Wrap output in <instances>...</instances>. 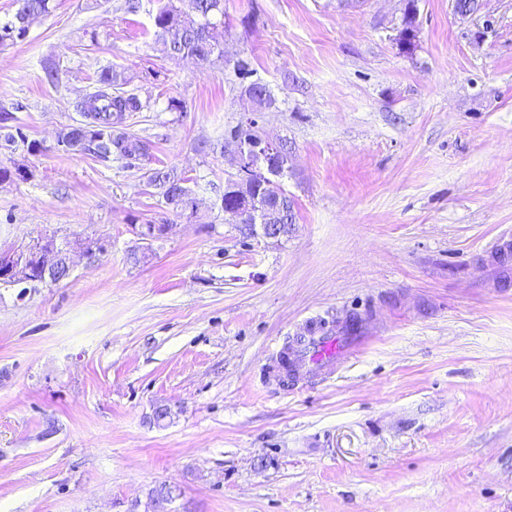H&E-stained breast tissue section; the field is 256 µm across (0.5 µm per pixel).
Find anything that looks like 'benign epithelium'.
I'll use <instances>...</instances> for the list:
<instances>
[{"label":"benign epithelium","mask_w":512,"mask_h":512,"mask_svg":"<svg viewBox=\"0 0 512 512\" xmlns=\"http://www.w3.org/2000/svg\"><path fill=\"white\" fill-rule=\"evenodd\" d=\"M101 245L103 242L99 239L83 237H65L58 244L50 238L38 239L24 246L1 249L5 265L0 267V272L14 284L22 285L24 294L35 293L69 279L74 271V256L78 254L90 261L96 247ZM34 267L41 272L40 276H32Z\"/></svg>","instance_id":"1"}]
</instances>
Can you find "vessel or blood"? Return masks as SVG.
Wrapping results in <instances>:
<instances>
[{"instance_id":"b4317fda","label":"vessel or blood","mask_w":512,"mask_h":512,"mask_svg":"<svg viewBox=\"0 0 512 512\" xmlns=\"http://www.w3.org/2000/svg\"><path fill=\"white\" fill-rule=\"evenodd\" d=\"M365 336L359 325L318 321L307 326L293 344L283 345L266 369L271 382L296 385L305 381H331L340 367L361 346Z\"/></svg>"}]
</instances>
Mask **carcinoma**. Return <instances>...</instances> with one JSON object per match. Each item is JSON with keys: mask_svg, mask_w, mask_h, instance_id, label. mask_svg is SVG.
Returning <instances> with one entry per match:
<instances>
[{"mask_svg": "<svg viewBox=\"0 0 512 512\" xmlns=\"http://www.w3.org/2000/svg\"><path fill=\"white\" fill-rule=\"evenodd\" d=\"M187 7L174 4L173 0L161 8L153 19L154 36L161 41L172 59L194 57L205 64L213 57H224V0H186ZM417 0H406L397 43L400 50L409 53L415 48L417 36ZM18 8L11 20L0 25V30L11 28L12 35H0V48L6 47L26 36L22 28L28 18L48 16L53 9L52 0H16ZM129 84L125 72L112 66L102 68L96 75L94 92L79 104L81 115L91 119L90 124L62 126L57 132V146L70 155L92 157L107 161L114 157L129 160L137 154H146L154 149L153 143L130 131L127 120L136 112L149 108L148 102L134 92L124 89ZM246 95L254 98L258 107L266 109L272 97L266 84L257 82L244 86ZM15 120L13 113L0 106V130L6 129V142L22 147L29 155H40L46 151L43 143L29 138L19 126L9 122ZM282 161L274 166L263 154L252 156L256 179L248 183L230 180L224 186L222 201L236 204L247 200L251 213L239 232L245 238L255 237L258 224L295 223L294 201L277 178L283 176L288 164V144L280 142ZM149 184L159 190L162 203L181 216L193 206L190 190L185 179L172 170L161 166L152 168L148 174Z\"/></svg>", "mask_w": 512, "mask_h": 512, "instance_id": "cac0c4a2", "label": "carcinoma"}]
</instances>
